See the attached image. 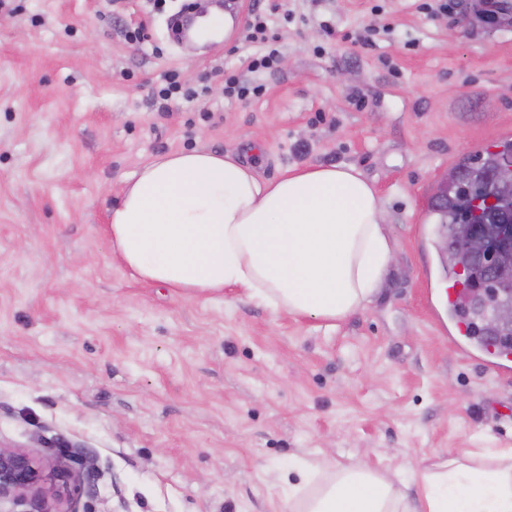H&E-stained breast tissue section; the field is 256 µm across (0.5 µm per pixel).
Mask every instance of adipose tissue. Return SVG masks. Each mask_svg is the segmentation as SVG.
Masks as SVG:
<instances>
[{
  "label": "adipose tissue",
  "mask_w": 512,
  "mask_h": 512,
  "mask_svg": "<svg viewBox=\"0 0 512 512\" xmlns=\"http://www.w3.org/2000/svg\"><path fill=\"white\" fill-rule=\"evenodd\" d=\"M112 252L187 295L246 289L274 311L335 325L378 294L393 259L374 184L352 165L263 177L236 151L182 150L141 165L109 212ZM291 512H512V448L418 471L419 505L367 465L296 471Z\"/></svg>",
  "instance_id": "obj_1"
}]
</instances>
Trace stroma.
I'll return each mask as SVG.
<instances>
[{
  "label": "stroma",
  "mask_w": 512,
  "mask_h": 512,
  "mask_svg": "<svg viewBox=\"0 0 512 512\" xmlns=\"http://www.w3.org/2000/svg\"><path fill=\"white\" fill-rule=\"evenodd\" d=\"M182 0H0V444L82 448L76 512H289V466L406 481L438 456L512 448V359L452 339L429 203L447 170L512 137V18L472 0H286L269 70L243 9L182 43ZM206 85L155 103L167 73ZM237 75L262 85L224 96ZM207 148L264 176L356 166L393 261L329 327L244 289L188 296L131 277L109 210L149 159Z\"/></svg>",
  "instance_id": "stroma-1"
}]
</instances>
